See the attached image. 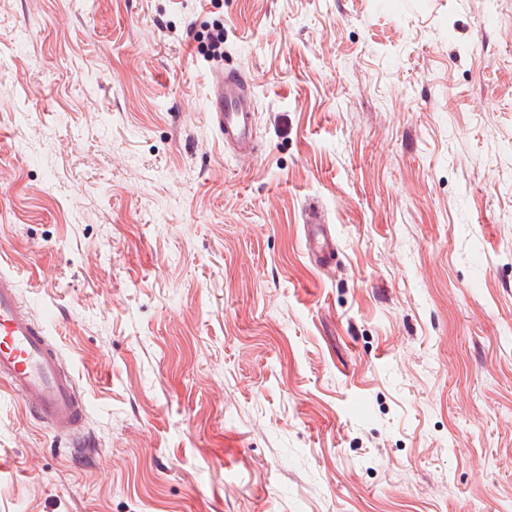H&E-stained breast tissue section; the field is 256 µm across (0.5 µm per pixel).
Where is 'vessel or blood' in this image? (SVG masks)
<instances>
[{"label":"vessel or blood","mask_w":512,"mask_h":512,"mask_svg":"<svg viewBox=\"0 0 512 512\" xmlns=\"http://www.w3.org/2000/svg\"><path fill=\"white\" fill-rule=\"evenodd\" d=\"M210 118L232 149L254 150L253 104L241 74H219L210 89ZM304 222L320 260L335 251L318 207L304 213ZM0 381L8 385L38 421L62 437L78 436L84 406L75 378L62 368L59 354L38 320L24 308L10 274L0 272Z\"/></svg>","instance_id":"1"}]
</instances>
